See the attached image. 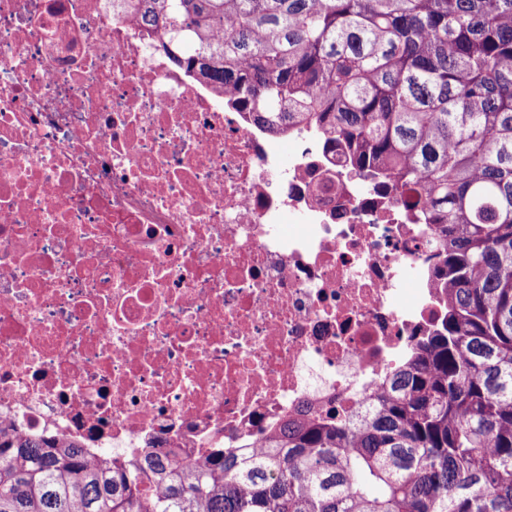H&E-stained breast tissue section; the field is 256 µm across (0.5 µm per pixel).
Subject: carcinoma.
I'll return each mask as SVG.
<instances>
[{"label": "carcinoma", "instance_id": "1", "mask_svg": "<svg viewBox=\"0 0 512 512\" xmlns=\"http://www.w3.org/2000/svg\"><path fill=\"white\" fill-rule=\"evenodd\" d=\"M176 63L307 124L433 227L439 331L369 409L207 462L0 428V512H512V0H135Z\"/></svg>", "mask_w": 512, "mask_h": 512}]
</instances>
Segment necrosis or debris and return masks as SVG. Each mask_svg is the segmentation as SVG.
Segmentation results:
<instances>
[{"mask_svg": "<svg viewBox=\"0 0 512 512\" xmlns=\"http://www.w3.org/2000/svg\"><path fill=\"white\" fill-rule=\"evenodd\" d=\"M129 0H0V427L128 460L366 407L441 327L430 227Z\"/></svg>", "mask_w": 512, "mask_h": 512, "instance_id": "obj_1", "label": "necrosis or debris"}]
</instances>
